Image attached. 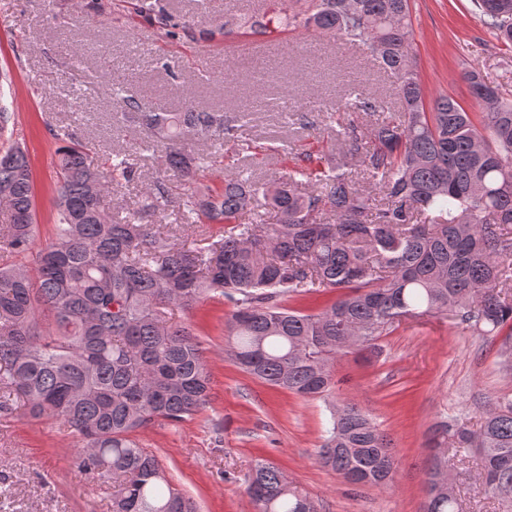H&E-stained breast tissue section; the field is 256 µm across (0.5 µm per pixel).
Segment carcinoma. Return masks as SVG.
Instances as JSON below:
<instances>
[{
    "label": "carcinoma",
    "mask_w": 512,
    "mask_h": 512,
    "mask_svg": "<svg viewBox=\"0 0 512 512\" xmlns=\"http://www.w3.org/2000/svg\"><path fill=\"white\" fill-rule=\"evenodd\" d=\"M485 27L512 46V0H473ZM172 40L189 32L161 0H134ZM220 30L252 36L312 31L361 48L396 79L402 110L347 96L325 117L334 144L359 158L382 199L360 189L346 164L310 168L303 156L288 178L265 183L228 164L224 189L173 194L232 145L252 160L222 112H144L124 95L110 66L98 80L112 88L124 120L145 140L158 176L140 208L121 216L112 188L140 178L131 153L114 148L94 162L70 126L63 142L54 237L35 267L0 264V412L16 402L36 418L60 421L79 439L74 463L112 485V512H196L136 434L160 422L194 418L209 402L202 348L176 309L204 299L233 310L227 339L233 363L269 386L321 400L335 386L336 361L376 356L378 341L407 318L451 316L478 336L507 332L499 357L512 371V101L481 74H466L482 118L450 97L426 106L411 51L410 0H270L264 10L224 15ZM209 148L194 153L188 137ZM173 209L181 223L153 230L142 215ZM271 209L268 224L259 209ZM0 253L25 255L37 224L27 150L0 151ZM222 224L224 236L184 248L177 229ZM325 296L309 312L285 302ZM425 474V512H459L445 452L474 449L478 492L512 512V399L498 398L479 427L459 417L435 425ZM320 464L350 485L391 486V443L367 412L330 407ZM249 495L255 512H317L313 498L274 462L257 460Z\"/></svg>",
    "instance_id": "cac0c4a2"
}]
</instances>
